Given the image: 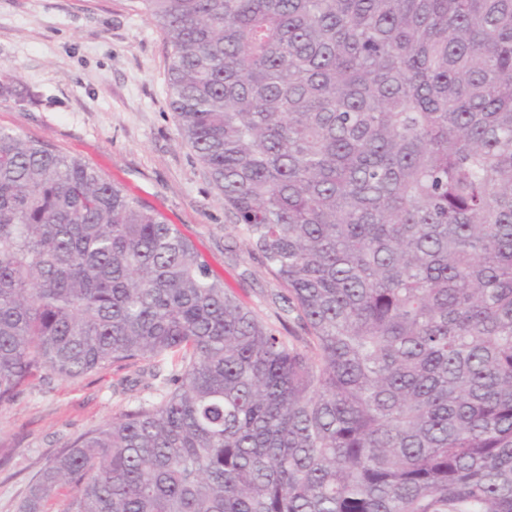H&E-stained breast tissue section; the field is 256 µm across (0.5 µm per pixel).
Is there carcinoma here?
<instances>
[{"mask_svg": "<svg viewBox=\"0 0 512 512\" xmlns=\"http://www.w3.org/2000/svg\"><path fill=\"white\" fill-rule=\"evenodd\" d=\"M304 335L141 200L0 130V406L165 355L18 512H512V0H128Z\"/></svg>", "mask_w": 512, "mask_h": 512, "instance_id": "cac0c4a2", "label": "carcinoma"}]
</instances>
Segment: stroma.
I'll return each mask as SVG.
<instances>
[{
    "mask_svg": "<svg viewBox=\"0 0 512 512\" xmlns=\"http://www.w3.org/2000/svg\"><path fill=\"white\" fill-rule=\"evenodd\" d=\"M171 52L126 0H0V128L48 142L151 206L228 291L281 329L278 283L245 245L224 249L233 222L170 107ZM172 363L160 358L156 380L117 365L70 380L38 376L0 406V512H17L46 458L72 437L155 399Z\"/></svg>",
    "mask_w": 512,
    "mask_h": 512,
    "instance_id": "stroma-1",
    "label": "stroma"
}]
</instances>
